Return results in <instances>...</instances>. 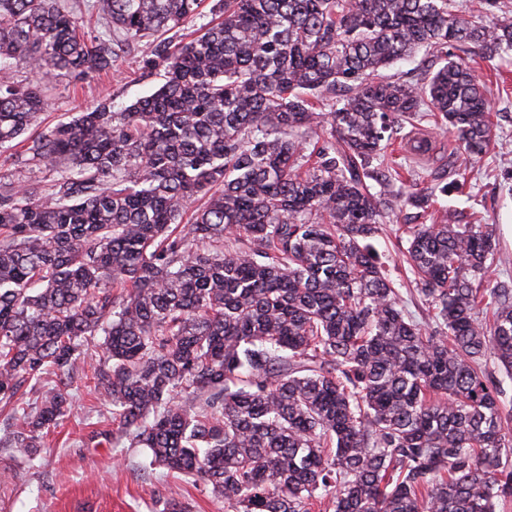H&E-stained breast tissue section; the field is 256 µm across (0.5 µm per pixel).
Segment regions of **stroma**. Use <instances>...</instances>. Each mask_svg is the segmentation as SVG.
I'll return each mask as SVG.
<instances>
[{"mask_svg":"<svg viewBox=\"0 0 512 512\" xmlns=\"http://www.w3.org/2000/svg\"><path fill=\"white\" fill-rule=\"evenodd\" d=\"M148 41L137 42L123 55L116 71L77 79L61 74L52 79L44 115L46 125L70 119L86 106L103 99L116 107L129 105L156 90L161 70L143 73L140 60ZM492 106L495 142L483 158L472 159L448 131L429 127L436 153L411 161L402 192L427 186L441 165L454 162L464 182L461 192L437 196L433 207L454 209L463 224L492 225L498 250L497 275L512 276V58L480 62ZM404 226L384 221L373 246L405 293L406 308L420 315L421 304L409 291L412 275L398 250ZM91 371H79L71 415L45 439L36 459L21 461L0 447V512H162L164 502L178 496L190 512H224V502L203 483H188L164 468L150 465L141 449L127 441H113L116 425L101 395L91 392Z\"/></svg>","mask_w":512,"mask_h":512,"instance_id":"1","label":"stroma"}]
</instances>
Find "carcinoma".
I'll return each mask as SVG.
<instances>
[{
  "instance_id": "1",
  "label": "carcinoma",
  "mask_w": 512,
  "mask_h": 512,
  "mask_svg": "<svg viewBox=\"0 0 512 512\" xmlns=\"http://www.w3.org/2000/svg\"><path fill=\"white\" fill-rule=\"evenodd\" d=\"M203 3L0 0V150L56 172L0 175V441L32 460L94 356L121 436L224 512H496L512 279L483 287L490 225L427 223L455 173L405 195L385 156L424 121L489 153L470 59L512 52V0L490 24L457 0H216L204 33L157 38ZM142 38L158 89L30 135L49 79ZM420 50L415 79L383 75ZM391 215L430 325L373 251ZM11 153H13V156H11L8 164L2 168V172L8 168L12 171V174L15 175V178L19 176L20 178L30 182L45 183L53 177L54 171L51 168L44 166L31 167L24 164V159L26 158L24 147L17 146L9 150L7 153H4L2 159L5 156H9Z\"/></svg>"
}]
</instances>
